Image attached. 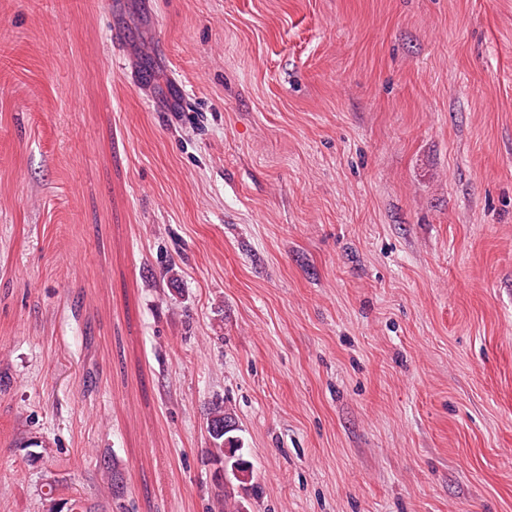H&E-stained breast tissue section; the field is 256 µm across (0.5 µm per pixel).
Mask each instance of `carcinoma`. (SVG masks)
<instances>
[{"label": "carcinoma", "instance_id": "carcinoma-1", "mask_svg": "<svg viewBox=\"0 0 512 512\" xmlns=\"http://www.w3.org/2000/svg\"><path fill=\"white\" fill-rule=\"evenodd\" d=\"M206 420L209 427H222L225 423L233 421V417L232 413L224 408V402L215 401L207 407ZM208 435L211 448L207 454L210 463L215 467L214 482L219 507L222 512H242L233 487V481L244 483L250 477L249 464L243 459L241 444L239 440L225 432L210 430ZM227 468L238 471V475L234 476L232 481L219 477V473Z\"/></svg>", "mask_w": 512, "mask_h": 512}]
</instances>
